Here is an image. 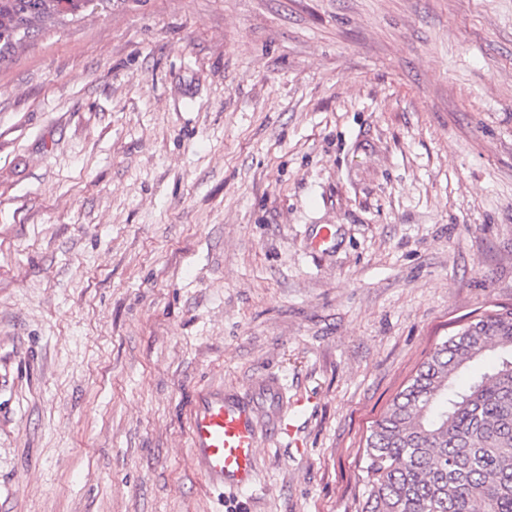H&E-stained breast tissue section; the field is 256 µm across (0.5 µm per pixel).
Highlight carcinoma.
<instances>
[{"label": "carcinoma", "instance_id": "cac0c4a2", "mask_svg": "<svg viewBox=\"0 0 512 512\" xmlns=\"http://www.w3.org/2000/svg\"><path fill=\"white\" fill-rule=\"evenodd\" d=\"M92 0H0V62ZM363 512H512V309L438 345L366 438Z\"/></svg>", "mask_w": 512, "mask_h": 512}]
</instances>
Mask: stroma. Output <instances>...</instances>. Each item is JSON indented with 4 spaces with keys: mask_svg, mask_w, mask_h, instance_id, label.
Masks as SVG:
<instances>
[{
    "mask_svg": "<svg viewBox=\"0 0 512 512\" xmlns=\"http://www.w3.org/2000/svg\"><path fill=\"white\" fill-rule=\"evenodd\" d=\"M496 305L512 0H127L0 64V512H361L373 421ZM266 374L294 435L211 491L196 393Z\"/></svg>",
    "mask_w": 512,
    "mask_h": 512,
    "instance_id": "obj_1",
    "label": "stroma"
}]
</instances>
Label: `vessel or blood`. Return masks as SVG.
<instances>
[{
	"mask_svg": "<svg viewBox=\"0 0 512 512\" xmlns=\"http://www.w3.org/2000/svg\"><path fill=\"white\" fill-rule=\"evenodd\" d=\"M291 431L279 377H261L243 395L204 388L189 413L190 465L207 486L251 488L257 482L262 439Z\"/></svg>",
	"mask_w": 512,
	"mask_h": 512,
	"instance_id": "vessel-or-blood-1",
	"label": "vessel or blood"
}]
</instances>
